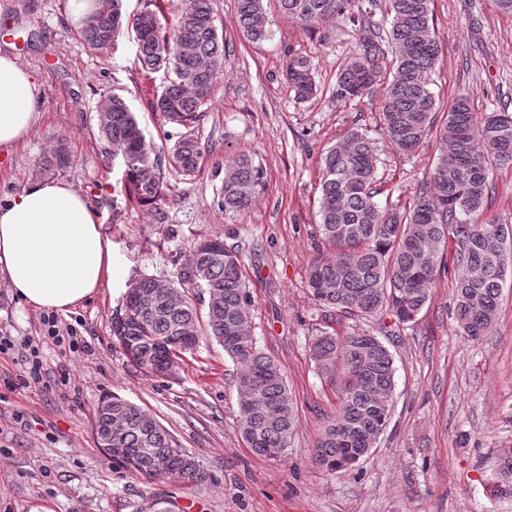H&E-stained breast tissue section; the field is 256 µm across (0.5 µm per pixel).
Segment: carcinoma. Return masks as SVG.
<instances>
[{
    "instance_id": "1",
    "label": "carcinoma",
    "mask_w": 512,
    "mask_h": 512,
    "mask_svg": "<svg viewBox=\"0 0 512 512\" xmlns=\"http://www.w3.org/2000/svg\"><path fill=\"white\" fill-rule=\"evenodd\" d=\"M345 2L278 0L280 11L308 31L344 14ZM432 2L385 0L390 27L384 32L368 14L350 17L362 26L361 49L341 70L336 93L346 101L361 98L381 81L383 62L390 60L382 106L385 136L405 154L434 137L439 146L434 174L409 212L381 208L375 201V147L363 129L351 128L323 158L316 229L333 252L312 260L308 284L317 304L330 312L367 318L387 310L407 324L428 302L438 272L452 264L458 270L453 289L458 329L477 340L490 329L507 273H512V226L472 221L490 196L491 167H512V112L480 118L470 97L461 95L442 124H436V102L427 83L441 54ZM237 11L243 36L264 40L263 0H237ZM161 16L156 0H145L132 15L125 13L123 0H99L81 30L86 46L98 54L114 47L123 28L133 30L138 68L160 75L152 110L184 129L160 157L147 145L121 95L102 101L99 135L112 148V159H120L123 186L141 207L164 199V170L185 177L196 173L207 149L199 122L212 104L226 56L211 0H182L170 28ZM286 78L296 99L315 94L309 57H290ZM71 162L60 145L44 160V169H64ZM262 183V167L250 155L227 157L220 193L224 212L249 209ZM450 241L455 248L449 264ZM250 305L238 253L215 236L190 250L179 283L142 277L132 284L123 313L112 317V338L131 364L162 376L172 375L175 363L199 337L213 338L237 365L234 388L242 438L254 453L277 459L295 429V406L280 365L251 334ZM311 354L320 375L339 383L336 418L313 452L318 466L336 471L350 451L368 458L372 436L387 429L392 408L381 411L376 404L394 392L393 359L383 342L367 333L343 339L318 336ZM109 424L112 443L123 449L112 463L123 472L147 482L169 476L196 484L207 480L150 413L112 396L99 403L94 417L96 429Z\"/></svg>"
}]
</instances>
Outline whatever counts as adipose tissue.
<instances>
[{
  "mask_svg": "<svg viewBox=\"0 0 512 512\" xmlns=\"http://www.w3.org/2000/svg\"><path fill=\"white\" fill-rule=\"evenodd\" d=\"M35 72L0 54V155L25 144L43 119ZM112 245L91 199L72 184L29 180L0 204V282L35 311L67 314L112 281Z\"/></svg>",
  "mask_w": 512,
  "mask_h": 512,
  "instance_id": "ef3b65f1",
  "label": "adipose tissue"
}]
</instances>
